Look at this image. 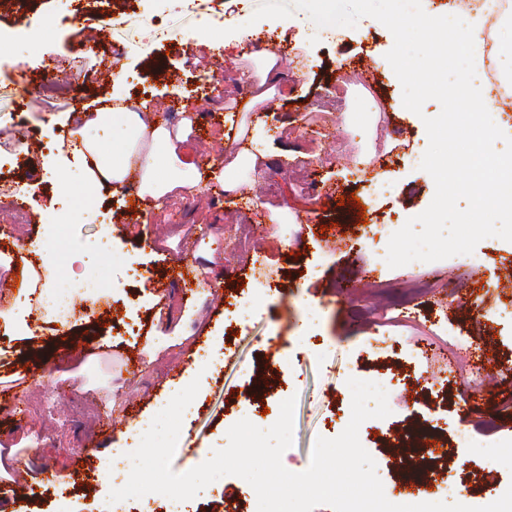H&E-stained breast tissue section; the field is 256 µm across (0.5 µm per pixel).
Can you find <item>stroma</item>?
Returning <instances> with one entry per match:
<instances>
[{"label":"stroma","instance_id":"obj_1","mask_svg":"<svg viewBox=\"0 0 512 512\" xmlns=\"http://www.w3.org/2000/svg\"><path fill=\"white\" fill-rule=\"evenodd\" d=\"M260 3L224 0L222 17L211 24L226 36L215 39L198 33L202 20L188 0L162 6L112 0L84 18L80 35L89 48L83 53L70 47L74 0H34L0 11L4 28L22 30L44 19L56 28L54 40L38 50L24 40L0 46V255L10 260L0 271V311L12 303L19 274L36 265L64 266L69 242L95 239L103 225L124 230L107 265L120 289L76 272L59 286L76 309L67 330L50 313L30 315L26 339L0 326V377L26 379L16 399L25 421L0 409V447L13 448V466L26 469L22 486L0 483V512H168L159 493L148 502L109 505L107 463L126 427L162 410L185 368L210 349L218 361L182 421L173 471L185 473L225 448L227 430L241 419L271 427L291 397L294 443L282 463L305 471L316 438L337 437L350 421L348 379L394 371V363L376 360V342L386 336L400 349L423 346L429 353L388 395L392 417L411 441L451 450L426 496L467 505L512 484V463L493 454L512 440V242L482 240L478 266L458 255L390 268L363 225L401 226L430 205L435 184L420 167L428 146L423 119L441 107L427 101L419 115L404 107L385 58L394 38L377 20L361 18L330 38L301 10L276 25L253 21ZM273 42L288 52L273 103L236 107L246 86L241 73L256 72L263 46ZM56 57L67 58L81 81L66 97L44 99L40 90L54 76ZM364 66L376 73L372 89L344 90V75ZM20 68L32 75L24 92L12 81ZM157 103L171 105L173 121L194 116L196 140L185 153L203 174L199 187L158 207L138 189L105 186L93 207H82L80 193L60 183L76 168L72 115L116 104L149 110ZM242 127L252 129L244 146L262 164L248 173L247 184L228 192L210 172ZM34 133L51 148L29 145ZM298 173L306 183L295 181ZM265 175L277 182L275 196L257 188ZM373 177L387 183V194L371 191ZM16 188L30 207L26 224L12 221L9 194ZM277 212L294 215V222L273 223ZM168 216L191 234L201 226L219 229L223 248L211 254L199 242L187 249L169 236ZM244 223L252 224L254 238L239 245L235 235ZM189 250L204 259L191 283L174 274ZM131 256L136 272L129 275L123 264ZM256 292L261 306L249 316L225 310V296L245 302ZM152 294L166 295L169 314L157 315ZM396 296L405 304L400 314L389 309ZM311 297L317 317L309 322ZM130 321L137 333L126 332ZM84 343L96 356L73 355ZM260 368L276 389H257ZM54 391L97 406L96 437L86 438L82 422L73 420L54 440L44 439L45 406ZM417 404L426 408L423 418L409 419ZM81 453L88 461L80 468ZM48 468L56 480L45 478ZM234 505L254 512L256 500L245 480L226 476L185 509Z\"/></svg>","mask_w":512,"mask_h":512}]
</instances>
